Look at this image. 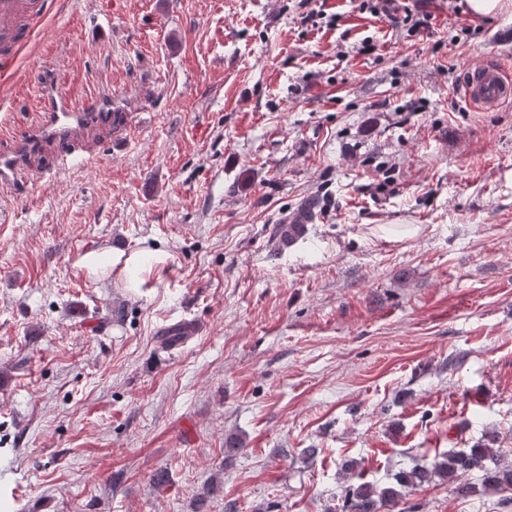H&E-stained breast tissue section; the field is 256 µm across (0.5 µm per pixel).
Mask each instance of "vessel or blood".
I'll return each mask as SVG.
<instances>
[{"mask_svg": "<svg viewBox=\"0 0 512 512\" xmlns=\"http://www.w3.org/2000/svg\"><path fill=\"white\" fill-rule=\"evenodd\" d=\"M44 0H0V71L9 72L32 37L33 17L41 15ZM461 88L465 97L476 104L494 108L512 99V80L507 79L502 68L486 63L465 71ZM103 101L94 97L83 103L70 102L64 95L52 92L43 100L40 125L37 130L20 136L22 148H37L43 137L68 139L77 127L90 121H109ZM311 222L310 214L304 213L290 220L286 233L279 239L281 249L293 248L306 234Z\"/></svg>", "mask_w": 512, "mask_h": 512, "instance_id": "b4317fda", "label": "vessel or blood"}]
</instances>
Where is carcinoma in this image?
I'll return each instance as SVG.
<instances>
[{
    "instance_id": "cac0c4a2",
    "label": "carcinoma",
    "mask_w": 512,
    "mask_h": 512,
    "mask_svg": "<svg viewBox=\"0 0 512 512\" xmlns=\"http://www.w3.org/2000/svg\"><path fill=\"white\" fill-rule=\"evenodd\" d=\"M499 435L485 433L484 442L471 448L450 450L431 465L417 467L396 476L394 484L360 481L345 489L342 512H393L403 499L402 489L422 487L431 483L453 484L457 496L468 498L477 491L498 492L512 489V461L495 447ZM480 473V485L466 479L472 472Z\"/></svg>"
}]
</instances>
